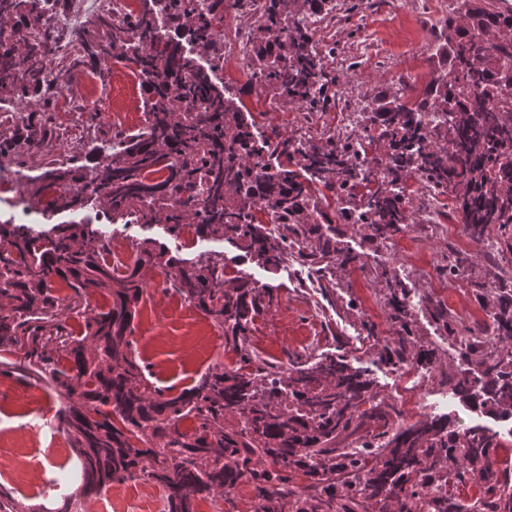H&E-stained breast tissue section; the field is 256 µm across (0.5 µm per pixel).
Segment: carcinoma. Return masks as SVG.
I'll return each mask as SVG.
<instances>
[{
  "label": "carcinoma",
  "instance_id": "carcinoma-1",
  "mask_svg": "<svg viewBox=\"0 0 512 512\" xmlns=\"http://www.w3.org/2000/svg\"><path fill=\"white\" fill-rule=\"evenodd\" d=\"M44 2L0 0V25L11 24L19 35V45L0 50V102L28 96L41 102L20 131L0 137L1 157L17 156L18 142L29 150L54 131L57 93L42 82L45 46L30 32ZM213 2L201 10L195 0H144L134 25L146 39L136 48L124 29L99 15L86 18L73 65L105 78L108 59L125 51L148 79L149 125L117 148L92 144V167L74 155H46L29 183L30 198L57 185L55 212L98 202L113 224L162 217L172 235L189 226L266 268L295 263L322 287L339 288L344 276L363 271L366 252L346 242L347 216L340 225L312 223L313 214L332 206L326 192L346 197L359 218L352 229L379 246L402 232L411 205L391 188L417 171L448 196L477 253L498 270L489 284L467 281L489 326L419 297L418 306L459 354L458 371L442 377L485 413L512 416V71L501 67L512 59V10L501 0H456L433 34L428 90L411 104L403 100L406 84L399 94L375 95L356 136L370 148L362 155L348 143L296 147L286 137L275 151L255 136L251 113L216 76L224 0ZM334 2L346 4L264 0L252 63L285 106L312 112L336 104L339 78L324 63L334 49L314 48L306 26L312 17L330 16ZM156 19L175 37L150 36ZM187 44L207 65L185 51ZM426 105L446 119L422 126L408 107ZM171 156L176 163L167 177L151 179V169ZM272 156V174L250 187L252 169ZM364 164L383 169L384 180L359 185L356 167ZM200 181L207 196L198 201L192 192ZM262 201L280 212V234L264 224ZM100 239L101 231L87 224H57L46 233L0 224V247H11L0 271V352L26 349L38 378L69 400L64 423L83 457L84 493L145 477L163 490L165 512H196L198 497L211 493L224 495L227 512H240L234 491L241 484L252 488L249 512H512V497H504L512 465L497 459V434L481 426L461 430L446 415L394 427L399 410L378 398L366 373L350 367L336 336V351L299 357L285 375L246 346L255 319L273 303V289L254 287L232 268L183 258L153 239L134 242L130 262L114 265ZM472 265L473 256L458 251L442 275L457 283ZM145 268L177 272L176 292L218 320L240 366L209 367L171 397L151 386L130 339ZM369 275L384 284L396 328L381 337L362 319L360 334L380 346L379 360L393 369L413 362L437 370L434 352L419 344L406 280L387 269ZM56 279L74 291L83 318L78 332L57 320ZM95 292L112 302L91 315L81 303ZM51 342L56 351H45ZM475 372L480 378L470 379ZM189 420L194 427L180 430ZM296 475L306 480L299 492L291 485ZM469 482L481 496L465 505L460 490Z\"/></svg>",
  "mask_w": 512,
  "mask_h": 512
}]
</instances>
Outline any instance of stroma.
I'll list each match as a JSON object with an SVG mask.
<instances>
[{
    "instance_id": "35a3bbf8",
    "label": "stroma",
    "mask_w": 512,
    "mask_h": 512,
    "mask_svg": "<svg viewBox=\"0 0 512 512\" xmlns=\"http://www.w3.org/2000/svg\"><path fill=\"white\" fill-rule=\"evenodd\" d=\"M432 11L435 22L447 17V6L422 0L420 6L393 10L388 0H361L354 10L337 12L335 20L325 22L322 44L335 48L337 56L348 59L353 67L349 83L357 87V96L339 90L337 108L328 120L339 117V109L363 111L367 97L381 87L397 88L401 80L417 77L427 82L432 71L426 54L415 53L423 37L419 21L424 11ZM243 101L253 113L258 128L271 126L293 134L296 109L270 112L266 97L256 89L243 90ZM124 242L153 238L185 258H203L224 254L232 258L252 280L274 287L273 306L255 320L249 335L254 350L269 362L280 365L307 354L305 337H323L324 350H332L330 330L343 336L349 363L367 370L380 396L402 405L403 417L414 422L426 414H448L464 426L480 425L498 430L496 419L475 410L460 397L450 395L441 375L455 371L458 356L447 337L438 335L424 311L415 319L422 345L433 348L438 357L439 373L431 375L412 398L401 400L392 370L380 363L369 343L356 342L360 319L378 324L389 331L385 290L381 283L350 276L349 292L356 301L347 309L332 290L299 288L287 281L283 272H270L243 251L223 241L199 237L190 232L169 234L164 223L129 224ZM454 224H447L434 235H426L421 224L409 225L397 236L391 259L394 264L411 266L429 261H444L449 246H462ZM157 270L145 272L146 287L133 320V354L145 367L149 381L164 394L175 395L189 387L197 374L207 367L236 361L237 356L224 346V331L209 315L195 307H185L172 285L164 284ZM421 294L443 300L465 320L480 319L483 312L466 283L448 285L444 280H419ZM23 351L0 356V490L11 495L18 512H34L39 505L53 508L70 503L71 512H97V496L80 492V462L61 419L69 403L51 386L29 375Z\"/></svg>"
}]
</instances>
